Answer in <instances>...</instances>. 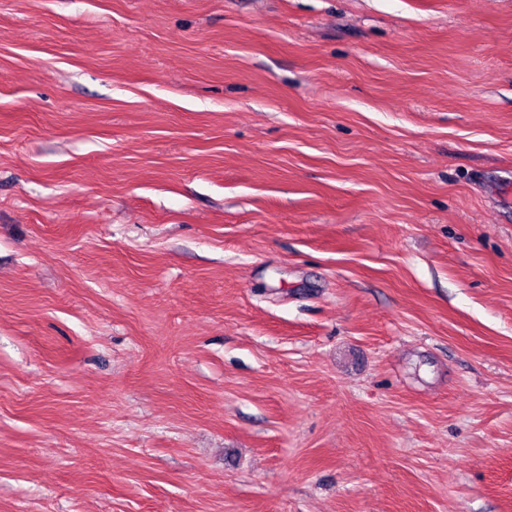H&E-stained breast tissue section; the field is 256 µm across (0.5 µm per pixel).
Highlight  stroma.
Returning <instances> with one entry per match:
<instances>
[{"mask_svg": "<svg viewBox=\"0 0 512 512\" xmlns=\"http://www.w3.org/2000/svg\"><path fill=\"white\" fill-rule=\"evenodd\" d=\"M512 0H0V512H512Z\"/></svg>", "mask_w": 512, "mask_h": 512, "instance_id": "obj_1", "label": "stroma"}]
</instances>
